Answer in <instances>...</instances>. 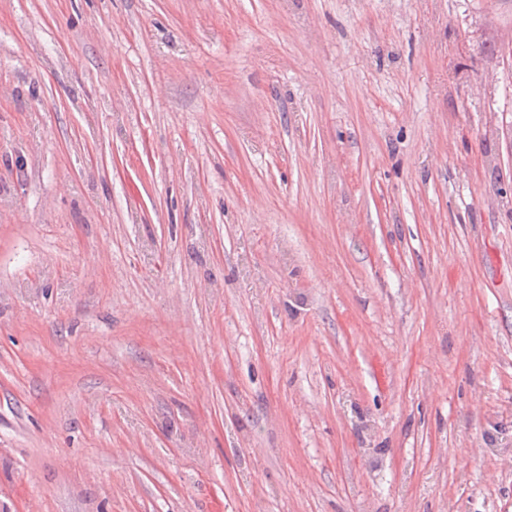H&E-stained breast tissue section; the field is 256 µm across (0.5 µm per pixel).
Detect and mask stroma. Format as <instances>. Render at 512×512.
<instances>
[{
    "mask_svg": "<svg viewBox=\"0 0 512 512\" xmlns=\"http://www.w3.org/2000/svg\"><path fill=\"white\" fill-rule=\"evenodd\" d=\"M512 0H0V512H512Z\"/></svg>",
    "mask_w": 512,
    "mask_h": 512,
    "instance_id": "stroma-1",
    "label": "stroma"
}]
</instances>
